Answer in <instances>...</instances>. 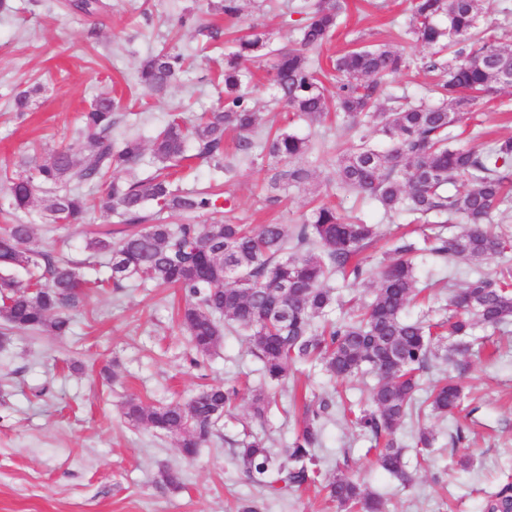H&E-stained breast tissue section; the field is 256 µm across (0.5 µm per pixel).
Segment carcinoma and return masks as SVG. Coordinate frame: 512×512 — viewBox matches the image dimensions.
Returning a JSON list of instances; mask_svg holds the SVG:
<instances>
[{
    "mask_svg": "<svg viewBox=\"0 0 512 512\" xmlns=\"http://www.w3.org/2000/svg\"><path fill=\"white\" fill-rule=\"evenodd\" d=\"M483 0H412L411 32L434 49L427 68L438 74L428 93L435 103L412 104L389 91V78L405 63L401 49L391 46L355 48L336 58L334 92L327 96L321 67L306 52L317 51L338 26L340 0H318L299 28V48L281 54L269 71L273 98L311 123H319L330 107L354 127L371 123L388 142L385 150L362 135L338 158V185L371 200L384 217L402 212L426 224V250L450 264H472L498 258L495 276L478 274L448 296L449 316L436 322L412 319L408 305L421 294L415 274L414 243L405 238L377 278L362 257L378 236V227L346 222L336 208L316 206L301 224H143L117 241L92 238L85 249L107 256L108 276L83 279L79 265L40 247L32 225L10 224L0 233V320L9 329L54 336L72 330L68 311L80 307L84 289L124 281L151 282L176 288L185 297L180 321L196 357L211 356L224 338L223 324L245 336L261 373L280 385L298 363L316 360L332 378L359 373L375 378L369 403L351 412L352 423L376 444L381 470L403 482L412 480L397 433L413 411L453 417L464 410L466 395L459 375L469 368L471 345L464 337L478 327L499 329L512 322V236L493 229V216L512 208V137L490 145L456 146L450 128L468 115L476 94L512 86L502 73L512 71V51L479 31ZM224 67V103L193 121L174 116L153 138L150 148L139 139L117 140L118 103L100 95L82 112L85 141L48 152L25 174L4 176L9 208L46 213L52 229L82 224L91 208L79 191L102 183L100 211L117 213L126 224H142L151 204L157 212L187 215L224 212V199L213 190L181 191L173 187L172 171L192 157L227 172L224 132L238 135L237 155L243 160L269 158L275 164L273 185L298 186L310 177L296 165L307 141L285 130L262 132V118L245 92L250 74L240 61L264 51L259 33L236 40ZM183 56L162 51L145 58L139 84L148 93L164 95L182 72ZM151 154L157 174L140 179L136 171ZM125 169L130 179L107 182L112 169ZM466 189L454 188L458 179ZM461 226L448 234V222ZM27 272L22 280L18 270ZM335 275L353 277V285L372 284L369 300L339 321L328 319L336 305ZM458 341L445 358L430 394L416 398L419 375L440 357L445 336ZM239 397L236 385H207L187 401L146 406L136 398L123 405L124 418L179 440L181 453L192 458L213 441L219 422ZM277 404L257 395L251 416L263 420ZM333 398L321 396L305 405L304 421L283 454L261 438L242 443L238 456L247 475L272 494L292 487L320 484L338 512H383L380 496L346 474L322 478L312 454L321 439ZM484 512H512V480L501 483L484 503Z\"/></svg>",
    "mask_w": 512,
    "mask_h": 512,
    "instance_id": "obj_1",
    "label": "carcinoma"
}]
</instances>
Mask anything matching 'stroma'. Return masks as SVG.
<instances>
[{"instance_id":"35a3bbf8","label":"stroma","mask_w":512,"mask_h":512,"mask_svg":"<svg viewBox=\"0 0 512 512\" xmlns=\"http://www.w3.org/2000/svg\"><path fill=\"white\" fill-rule=\"evenodd\" d=\"M104 2L105 11L94 16L74 12L70 0H9L0 10V169H31V148L38 144L81 143L79 114L100 94L119 99V132L146 144L171 114L189 117L217 107L224 101V58L235 51L236 36L255 31L265 35L270 52L245 63L255 76L253 101L264 126L285 127L308 140L300 163L314 180L275 190L271 160L240 163L228 179L200 161L185 171L181 188L216 187L226 199L224 219L232 224H298L313 200L329 198L343 216L379 225L380 239L368 250L371 269H378L385 251L408 229L404 217L384 218L355 194L337 190L336 158L356 132L340 120L318 125L289 114L271 102L265 81L271 52L294 46L297 26L315 0H239L234 19L225 18L218 0ZM189 14L224 30L223 49L203 48L193 30L179 26V18ZM410 20L408 0H344L340 23L316 56L325 62L362 43L404 47L409 64L391 88L421 99L431 81L423 63L432 50L409 34ZM164 48L184 55L185 70L178 85L151 98L141 91L137 70ZM29 88L35 91L29 110L15 112V94ZM511 99L508 88L475 103L486 140L512 136V112L499 109ZM127 230L119 217L90 210L85 223L70 229L66 251L84 259L87 238L117 239ZM411 234L423 237L419 230ZM496 265L490 259L451 271L428 253L415 259L422 283L449 278L460 285L477 271L494 274ZM183 304L177 289L150 284L93 290L72 312L71 335L16 333L0 346V512H238L249 502L259 512H336L324 494L311 489L269 495L235 459L247 426L273 448H284L303 418L292 392L328 391L323 371L298 366L290 388L279 393V409L265 422L246 423L253 395L271 389L258 359L242 336L228 333L215 355L191 366L189 337L177 317ZM471 362L463 379L464 409L456 419H409L398 433L415 475L411 484L377 467L370 438L338 406L313 450L323 476H354L381 496L386 512H482L486 492L512 474V323L491 336ZM234 381L242 390L233 414L220 423L218 438L191 460L175 438L131 427L122 416L131 396L148 405L182 402L203 385ZM422 426L436 433L423 458L415 440ZM458 431L464 439L456 445ZM463 458L468 467L460 466ZM165 469L179 472V485L162 481Z\"/></svg>"}]
</instances>
